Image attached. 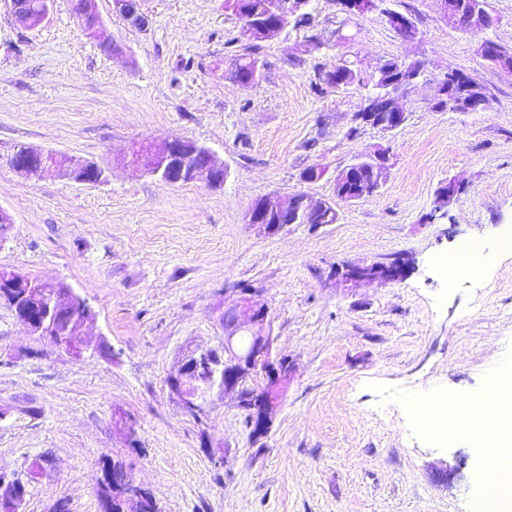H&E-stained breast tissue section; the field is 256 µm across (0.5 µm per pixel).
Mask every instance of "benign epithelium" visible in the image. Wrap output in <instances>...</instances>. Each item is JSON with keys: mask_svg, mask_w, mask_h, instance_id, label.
Instances as JSON below:
<instances>
[{"mask_svg": "<svg viewBox=\"0 0 512 512\" xmlns=\"http://www.w3.org/2000/svg\"><path fill=\"white\" fill-rule=\"evenodd\" d=\"M143 0H112L113 12L137 27L148 24V16L142 10ZM448 22L463 30L487 29L496 20L484 9L481 0H474V6L465 8V0H439ZM9 8L19 24L35 28L46 22L55 7V0H41L38 10L29 9L25 0H7ZM340 9L349 15H364L377 9V0H337ZM309 0H272L270 14L275 20L262 30V37L271 40L284 31L290 19L305 12ZM82 14L95 19L89 28H81L82 34L98 40L107 48L112 42L103 37L104 21L97 11L96 0H82ZM387 23L395 32L414 31L411 17L392 10L384 11ZM504 44L486 40L480 46L483 59L496 66L512 71V56L503 50ZM388 96H368L360 110L352 115V121L363 127L394 130L401 126L405 113L395 112L393 116L381 111V103ZM490 95L484 88L479 94L457 106L464 112H481L489 108ZM180 138L168 139L160 149L149 146L154 165L139 170L158 175L168 183L205 181L214 185L224 182L226 170L217 162L211 150L205 146L193 145ZM10 166L26 176L39 175L53 170L58 175L79 182L95 184L104 180L105 171L93 162L71 158L65 164L58 161L52 152L19 148L9 159ZM325 202L316 201L304 194L275 192L254 201L247 214L250 224L262 228L267 234H276L292 224H315L316 217L324 209ZM408 270V263L395 261L387 265L348 263L336 268V280L343 284L357 285L372 280L399 281ZM42 283L32 280L14 269L0 268V302L4 303L33 335L44 334L49 309L38 303ZM52 303L57 310L79 304L85 308L83 322L66 329L59 345L77 350L72 337L79 335L82 323L95 320L96 312L75 289L59 282L52 285ZM241 296L232 301L224 311V347L217 353V359L224 365V379L218 388L202 381L200 360L205 352L194 350L180 361L176 374L167 381L170 394L178 401L183 411L193 417L204 412L207 396L216 391L220 394L233 392L237 406L249 405L252 421L257 423L254 436L265 437L271 430L273 419L281 404L284 392L292 379V366L288 357L272 351L269 334L268 305L256 299L250 288L240 289ZM261 375L263 385L255 389L249 385L254 375ZM113 494L123 503L140 500L141 486L136 483L132 471L124 468L112 469Z\"/></svg>", "mask_w": 512, "mask_h": 512, "instance_id": "benign-epithelium-1", "label": "benign epithelium"}]
</instances>
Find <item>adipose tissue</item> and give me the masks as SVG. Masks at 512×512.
Instances as JSON below:
<instances>
[{
	"instance_id": "adipose-tissue-1",
	"label": "adipose tissue",
	"mask_w": 512,
	"mask_h": 512,
	"mask_svg": "<svg viewBox=\"0 0 512 512\" xmlns=\"http://www.w3.org/2000/svg\"><path fill=\"white\" fill-rule=\"evenodd\" d=\"M448 415V436L457 438L472 431L484 442L486 453L498 452L500 435L512 432V391L491 383L473 396L453 398Z\"/></svg>"
}]
</instances>
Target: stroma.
<instances>
[{
	"mask_svg": "<svg viewBox=\"0 0 512 512\" xmlns=\"http://www.w3.org/2000/svg\"><path fill=\"white\" fill-rule=\"evenodd\" d=\"M486 8L496 26L466 32L438 0H384L353 19L335 0H310L312 29L268 40L261 79L240 86L224 77L244 47L224 0H145L143 29L97 0L120 58L82 34L69 0L33 29L0 0V209L13 219L0 267L66 282L97 313L74 354L0 305V474L26 482L22 512L61 500L102 512L106 457L126 459L159 512H471L487 458L465 436L430 443L411 401L479 391L512 359V250L499 246L512 228V72L478 53L488 39L512 46V0ZM388 9L412 17L419 39L397 35ZM394 56L425 64L400 100L404 124L350 135L372 88H318V68L347 60L372 78ZM455 68L489 90L487 110H434ZM174 136L214 152L221 186L169 184L130 165L133 145ZM21 147L95 162L107 180L20 175L8 160ZM381 148L388 177L363 200L300 178ZM451 181L463 192L437 208ZM274 192L331 201L338 219L265 234L246 213ZM469 237L483 241L486 269L448 284L432 258ZM398 258L411 271L397 282L347 287L331 275ZM236 288L257 289L293 367L257 441L233 395L210 397L198 421L167 386L185 353L221 348ZM118 409L136 421L137 448ZM459 458L461 478L438 480Z\"/></svg>",
	"mask_w": 512,
	"mask_h": 512,
	"instance_id": "stroma-1",
	"label": "stroma"
}]
</instances>
